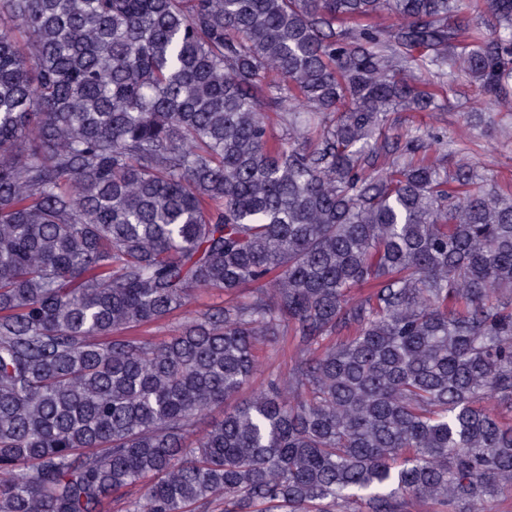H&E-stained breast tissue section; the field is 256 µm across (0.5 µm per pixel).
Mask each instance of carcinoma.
I'll use <instances>...</instances> for the list:
<instances>
[{
	"label": "carcinoma",
	"mask_w": 512,
	"mask_h": 512,
	"mask_svg": "<svg viewBox=\"0 0 512 512\" xmlns=\"http://www.w3.org/2000/svg\"><path fill=\"white\" fill-rule=\"evenodd\" d=\"M470 9L0 0V512L512 493V194L409 132L377 163L446 78L512 102V0ZM264 351L268 353L272 359L269 361L265 372L257 375L254 379L253 387L260 386L267 378L269 372L286 373L293 366V362L291 361L292 345L289 340L287 344H284L282 343V339L279 337L275 343H266L264 345Z\"/></svg>",
	"instance_id": "cac0c4a2"
}]
</instances>
